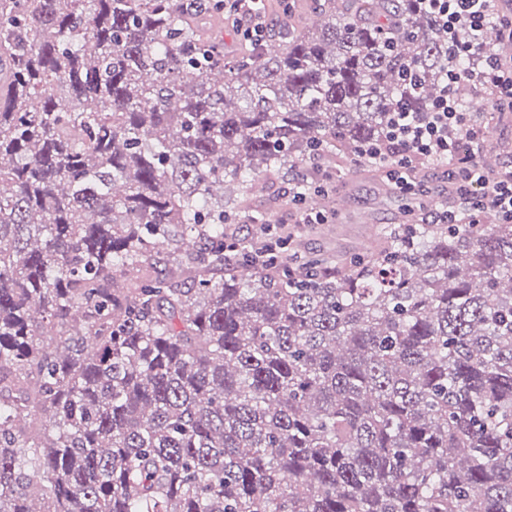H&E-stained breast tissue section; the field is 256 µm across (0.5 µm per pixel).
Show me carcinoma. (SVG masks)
<instances>
[{
  "label": "carcinoma",
  "mask_w": 512,
  "mask_h": 512,
  "mask_svg": "<svg viewBox=\"0 0 512 512\" xmlns=\"http://www.w3.org/2000/svg\"><path fill=\"white\" fill-rule=\"evenodd\" d=\"M313 2L226 63L224 0H0V512H512V224L227 233L481 66L423 0Z\"/></svg>",
  "instance_id": "cac0c4a2"
}]
</instances>
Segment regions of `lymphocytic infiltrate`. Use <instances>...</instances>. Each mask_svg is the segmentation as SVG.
Returning a JSON list of instances; mask_svg holds the SVG:
<instances>
[{
    "label": "lymphocytic infiltrate",
    "instance_id": "1",
    "mask_svg": "<svg viewBox=\"0 0 512 512\" xmlns=\"http://www.w3.org/2000/svg\"><path fill=\"white\" fill-rule=\"evenodd\" d=\"M433 14L448 29L466 24L481 33L493 18V0H426ZM480 85L492 102L512 103V63L501 61L498 54L484 58ZM486 144L482 127L461 112L453 95L442 94L426 119L419 120L408 112L394 113L391 126L380 141L370 144L369 158H386L398 154L389 175L403 192L414 193L418 185L408 175L409 168L424 160L447 161L446 175L455 192L454 204L429 211L427 224L482 223L485 216H495L499 223L512 224V156L499 164L496 181H486L479 159Z\"/></svg>",
    "mask_w": 512,
    "mask_h": 512
}]
</instances>
